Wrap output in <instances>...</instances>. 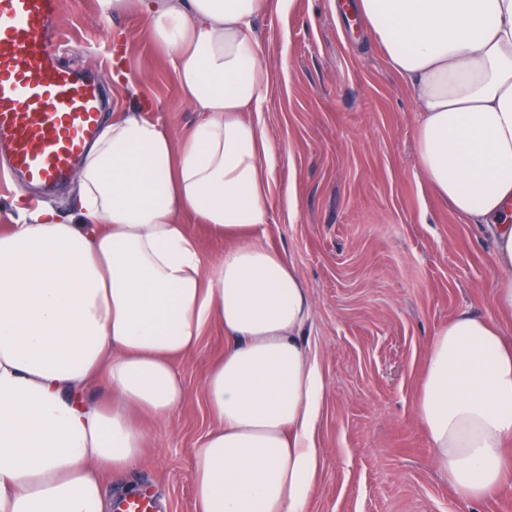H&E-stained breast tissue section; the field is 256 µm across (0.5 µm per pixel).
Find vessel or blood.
I'll return each instance as SVG.
<instances>
[{
    "instance_id": "obj_1",
    "label": "vessel or blood",
    "mask_w": 512,
    "mask_h": 512,
    "mask_svg": "<svg viewBox=\"0 0 512 512\" xmlns=\"http://www.w3.org/2000/svg\"><path fill=\"white\" fill-rule=\"evenodd\" d=\"M60 0H0V150L23 184L66 179L103 125L104 89L52 43Z\"/></svg>"
}]
</instances>
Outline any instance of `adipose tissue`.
<instances>
[{
  "label": "adipose tissue",
  "instance_id": "adipose-tissue-1",
  "mask_svg": "<svg viewBox=\"0 0 512 512\" xmlns=\"http://www.w3.org/2000/svg\"><path fill=\"white\" fill-rule=\"evenodd\" d=\"M271 0H100L145 18L183 96L203 112L174 136L120 111L78 172L79 207L0 214V512H107L104 476L145 459L135 419L187 398L179 358L204 330L224 356L204 379L216 419L193 464L195 512H306L325 376L301 336L296 267L266 240L278 151L258 120L270 91L255 20ZM409 87L428 186L490 230L496 314L460 310L430 337L414 414L455 497L512 473V0H353ZM223 240L204 260L186 218ZM106 377L111 398L87 401Z\"/></svg>",
  "mask_w": 512,
  "mask_h": 512
}]
</instances>
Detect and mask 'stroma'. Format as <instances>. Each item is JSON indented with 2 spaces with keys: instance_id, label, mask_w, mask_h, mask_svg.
I'll use <instances>...</instances> for the list:
<instances>
[{
  "instance_id": "obj_1",
  "label": "stroma",
  "mask_w": 512,
  "mask_h": 512,
  "mask_svg": "<svg viewBox=\"0 0 512 512\" xmlns=\"http://www.w3.org/2000/svg\"><path fill=\"white\" fill-rule=\"evenodd\" d=\"M344 21L336 0H291L255 22L272 75L263 117L282 153L267 241L309 290L302 341L326 379L308 512H512V475L486 500L457 504L414 416L430 336L459 310L494 313L492 239L425 183L414 99L373 43L342 35ZM59 25L66 57L96 72L108 111L144 109L179 134L201 120L146 20L61 0ZM117 61L132 84L113 81ZM223 353L224 332L210 326L178 364L185 403L165 422L140 416L146 459L106 481L109 499L129 482L155 512H194V455L215 424L204 378Z\"/></svg>"
}]
</instances>
